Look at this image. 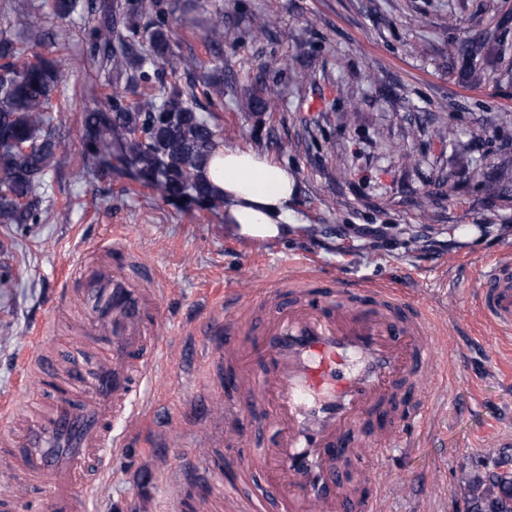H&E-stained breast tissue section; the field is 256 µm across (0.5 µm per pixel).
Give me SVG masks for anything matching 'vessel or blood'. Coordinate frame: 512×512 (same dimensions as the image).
I'll use <instances>...</instances> for the list:
<instances>
[{
  "label": "vessel or blood",
  "mask_w": 512,
  "mask_h": 512,
  "mask_svg": "<svg viewBox=\"0 0 512 512\" xmlns=\"http://www.w3.org/2000/svg\"><path fill=\"white\" fill-rule=\"evenodd\" d=\"M111 253V265L80 272L92 360L70 359L62 381L56 360H40L50 408L17 439L0 440V465L22 467L41 512H85L87 484L116 445L112 423L134 417L139 381L159 349L149 334L156 274L127 247ZM475 302L490 323L512 331L511 259L487 265ZM207 339L235 393L225 438L248 441L260 420L278 429L260 452L278 497L256 499L250 512H376L375 476L354 494L341 467L361 454L378 465L425 407L405 399L435 357L417 301L363 282L283 281L239 298L236 316L213 318Z\"/></svg>",
  "instance_id": "1"
}]
</instances>
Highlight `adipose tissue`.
<instances>
[{
  "label": "adipose tissue",
  "instance_id": "obj_1",
  "mask_svg": "<svg viewBox=\"0 0 512 512\" xmlns=\"http://www.w3.org/2000/svg\"><path fill=\"white\" fill-rule=\"evenodd\" d=\"M206 175L224 195V222L232 234L250 240L281 237L292 218L295 176L266 156L224 149Z\"/></svg>",
  "mask_w": 512,
  "mask_h": 512
}]
</instances>
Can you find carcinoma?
Segmentation results:
<instances>
[{"label": "carcinoma", "instance_id": "obj_1", "mask_svg": "<svg viewBox=\"0 0 512 512\" xmlns=\"http://www.w3.org/2000/svg\"><path fill=\"white\" fill-rule=\"evenodd\" d=\"M52 14L64 19L77 0H45ZM144 0L126 5L109 3L92 31V49L110 70L126 76L124 86H112L107 111L82 113L88 131L87 148L104 151L112 141L122 144L127 158L155 177L166 198L193 195L209 202L224 201L223 194L205 176L209 160L218 151L215 133L198 104L194 89L181 85L180 72L194 70L198 62L174 54L167 13L148 30H141L139 13ZM218 49L224 42V17L211 18L205 35ZM476 53L470 39L448 43V56L468 63L475 82L485 80L473 65ZM8 36L0 35V224H36L40 218L38 187L53 167L58 153L66 151L51 127L48 112L61 84L65 61L34 55ZM170 67L169 81H156L157 62ZM202 95L215 103L224 97V75L202 78ZM280 103L277 84L266 96L243 103L248 112H274ZM491 465L466 479V512H512V458L505 453L490 457Z\"/></svg>", "mask_w": 512, "mask_h": 512}]
</instances>
